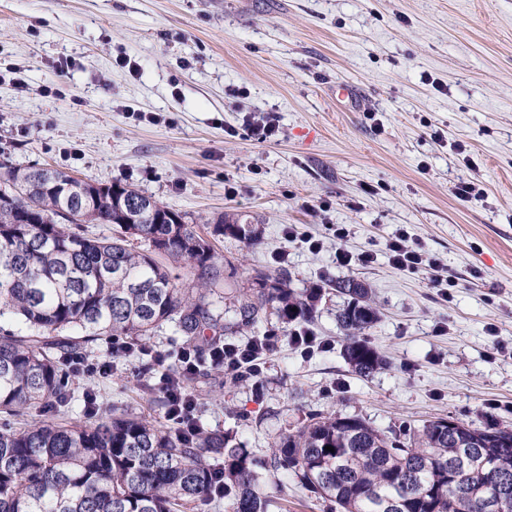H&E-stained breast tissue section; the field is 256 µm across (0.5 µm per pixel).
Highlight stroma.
I'll return each mask as SVG.
<instances>
[{
    "label": "stroma",
    "instance_id": "35a3bbf8",
    "mask_svg": "<svg viewBox=\"0 0 512 512\" xmlns=\"http://www.w3.org/2000/svg\"><path fill=\"white\" fill-rule=\"evenodd\" d=\"M120 55L137 74L117 66ZM66 58L73 69L59 71ZM9 68L26 89L0 81V160L130 184L201 232L219 214L249 213L260 245L214 243L237 269L218 284L226 294L277 267L298 291L351 276L370 288L379 318L367 338L385 369L362 378L344 362L343 298L328 288L310 330L330 349L301 357L269 317L257 332L282 341L260 388L216 371L192 382L202 426L263 457L318 412L383 431L489 414L512 424V0H0V72ZM245 112L278 113L279 135L228 136ZM463 179L480 199L456 198ZM291 224L350 234L312 253L288 241ZM400 228L447 265L449 298L389 264L385 243ZM340 246L377 258L340 268ZM442 323L448 333L436 335ZM254 333L225 339L243 345ZM147 382L127 358L89 386L102 415L167 425ZM262 490L285 512H329L294 479L264 477Z\"/></svg>",
    "mask_w": 512,
    "mask_h": 512
}]
</instances>
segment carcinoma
Listing matches in <instances>:
<instances>
[{
	"label": "carcinoma",
	"mask_w": 512,
	"mask_h": 512,
	"mask_svg": "<svg viewBox=\"0 0 512 512\" xmlns=\"http://www.w3.org/2000/svg\"><path fill=\"white\" fill-rule=\"evenodd\" d=\"M135 196L126 202L118 181L0 162V512H194L218 500L225 512H271L263 470L297 479L334 512H512V427L493 419L384 433L359 416L316 413L263 460L220 432L125 412L41 419L42 407L73 398L63 363L100 341L143 347L174 322L186 345L206 349L269 314L286 325L314 320L323 287L297 292L280 270L238 289L224 322L213 285L233 264L218 261L185 215ZM85 223L120 233L88 237ZM212 235L254 246L259 228L248 214L224 213ZM171 260L187 268L188 287ZM330 287L346 297L337 315L346 364L361 377L385 368L366 338L378 319L367 285L346 278Z\"/></svg>",
	"instance_id": "cac0c4a2"
}]
</instances>
